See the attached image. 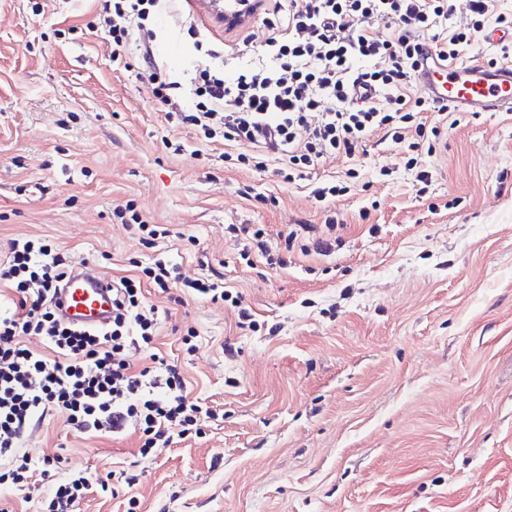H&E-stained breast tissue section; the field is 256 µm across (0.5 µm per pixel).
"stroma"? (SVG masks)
<instances>
[{
    "mask_svg": "<svg viewBox=\"0 0 512 512\" xmlns=\"http://www.w3.org/2000/svg\"><path fill=\"white\" fill-rule=\"evenodd\" d=\"M101 7L0 0V252L41 237L112 278L161 257L234 287L261 328H237L230 304L145 287L162 314L157 347L218 420L145 461L137 434H81L51 412L24 451L62 455L66 471L135 476L76 512H126L131 496L136 512H512V114L458 113L427 160L428 197L373 133L365 151L315 173L360 172L330 203L348 226L342 248L249 268L227 225H263L275 243L288 225L323 224L322 207L306 182L225 166L224 145L170 119L138 75V49L113 62ZM152 28L184 107L197 34L227 44L219 65L231 75L257 63L266 32L255 24L241 47L203 25L196 0H162ZM130 200L170 229L157 248L113 219Z\"/></svg>",
    "mask_w": 512,
    "mask_h": 512,
    "instance_id": "stroma-1",
    "label": "stroma"
}]
</instances>
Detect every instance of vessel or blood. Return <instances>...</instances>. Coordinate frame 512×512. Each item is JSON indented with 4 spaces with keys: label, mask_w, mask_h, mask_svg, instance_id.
Masks as SVG:
<instances>
[{
    "label": "vessel or blood",
    "mask_w": 512,
    "mask_h": 512,
    "mask_svg": "<svg viewBox=\"0 0 512 512\" xmlns=\"http://www.w3.org/2000/svg\"><path fill=\"white\" fill-rule=\"evenodd\" d=\"M420 59L424 70L420 92L437 105L456 112H512V64L488 65L480 57L464 63L442 62L431 43H423ZM112 282L93 264L82 262L68 275L56 296L66 320L102 325L112 317Z\"/></svg>",
    "instance_id": "1"
}]
</instances>
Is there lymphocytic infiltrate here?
I'll return each instance as SVG.
<instances>
[{
    "label": "lymphocytic infiltrate",
    "instance_id": "obj_1",
    "mask_svg": "<svg viewBox=\"0 0 512 512\" xmlns=\"http://www.w3.org/2000/svg\"><path fill=\"white\" fill-rule=\"evenodd\" d=\"M159 0H104L105 31L113 59L139 41L142 76L157 102L207 139L223 141L225 160L264 170L275 158V173L292 184L331 157L351 158L369 137L384 131L398 145L406 169L430 186L434 174L422 154H434L447 131L446 118L427 125L433 104L411 96L422 42L443 60L458 59L473 34L489 25L512 27V15L495 12L489 0H244L237 12L267 15L262 63L239 68L232 78L204 67L195 78L193 108L173 92L178 84L157 64L149 21ZM469 13L466 29L452 26L456 11ZM342 226L327 216L323 230L292 224L283 244H272L257 224H231L243 261L262 258L272 269L288 266V254L327 256L340 246ZM73 268L71 260L35 239H14L0 261V282L12 308L0 312V482L19 491L51 481L49 512H73L88 492L108 491L110 482L133 484L126 472L111 478L80 471L58 477L60 457L35 458L21 450L31 425L47 411L63 413L81 432L118 436L138 429L144 458H156L175 440L213 418L211 408L190 400L177 363L156 351L159 314L144 302V285L227 302L238 310L240 328L259 323L241 295L217 283L183 276L178 264L156 261L143 276L115 280L112 320L98 329L63 323L53 299ZM36 337L39 348L27 345ZM140 352L142 367L129 361Z\"/></svg>",
    "mask_w": 512,
    "mask_h": 512
}]
</instances>
